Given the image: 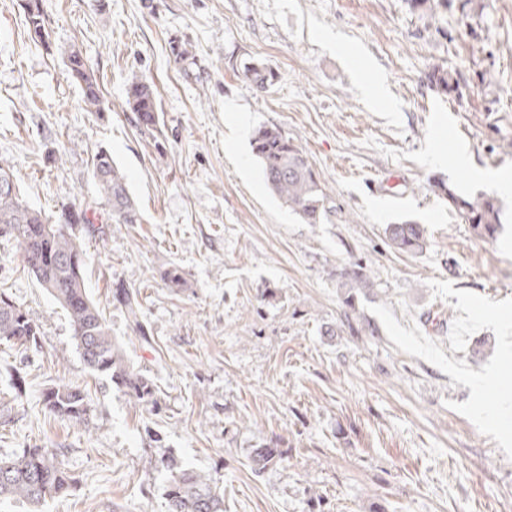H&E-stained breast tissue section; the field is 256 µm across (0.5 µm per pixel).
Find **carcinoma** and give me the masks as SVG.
Here are the masks:
<instances>
[{
  "instance_id": "carcinoma-1",
  "label": "carcinoma",
  "mask_w": 512,
  "mask_h": 512,
  "mask_svg": "<svg viewBox=\"0 0 512 512\" xmlns=\"http://www.w3.org/2000/svg\"><path fill=\"white\" fill-rule=\"evenodd\" d=\"M412 11L431 18L437 10L448 6V0H408ZM25 22L30 39L36 45L50 47V34L44 24L41 0H26ZM66 75L75 83L85 106L100 112V83L88 69L80 53L73 47L63 51ZM244 77L263 91L274 81V71L265 64L246 63ZM430 84L441 94L458 91L459 84L443 67L428 74ZM127 105L132 121L142 137L156 150L164 148L167 140L165 125L158 111L153 83L142 75L132 78L127 89ZM250 147L258 162L269 190L288 207L303 224H321L330 212L328 194L313 163L288 134L279 129L259 126L251 135ZM92 179L99 200L83 209L65 208L55 220L30 207L21 197L11 166L0 162V181L11 186L0 188V235L13 239L19 246L28 271L38 284L48 291L66 311L76 345L88 368L104 374L135 402L155 405L157 392L153 381L135 368L123 349L114 341L102 313L87 291L84 282L86 252L76 232L81 229L93 235L99 228L88 217V211L104 206L107 219L115 224H141L144 217L129 186L126 173L106 150L93 157ZM442 196L458 212L478 238L496 239L501 229V209L495 197L487 194L461 195L451 184H437ZM387 244L396 252L417 253L426 244L423 225L410 220L387 225ZM341 287L348 289L344 305L348 328L356 335L367 332L353 326L351 312L355 311L354 293L373 286L366 268L354 264L340 272ZM113 299L124 308L129 320L148 341L139 320L138 292L133 288H116ZM39 324L4 291H0V341L25 348L38 344ZM49 411L70 422L82 424L89 416L85 394L67 384L50 387L44 397ZM281 450L263 443L254 448L250 463L260 474L277 463ZM159 465L166 471V512H224V487L220 480L205 477L178 464L174 457H162ZM73 479L57 460V452L48 448H26L19 455L0 460V501H22L38 507L48 498L70 491Z\"/></svg>"
}]
</instances>
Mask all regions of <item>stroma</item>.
I'll list each match as a JSON object with an SVG mask.
<instances>
[{
    "label": "stroma",
    "mask_w": 512,
    "mask_h": 512,
    "mask_svg": "<svg viewBox=\"0 0 512 512\" xmlns=\"http://www.w3.org/2000/svg\"><path fill=\"white\" fill-rule=\"evenodd\" d=\"M42 4L48 49L29 39L23 0H0V159L50 217L96 198L98 150L127 172L144 221L85 237V285L158 403L84 365L65 311L0 237V289L42 331L36 348L0 343V459L55 448L76 480L40 512H165L149 466L163 454L220 478L224 512H308L310 493L322 512H512V198L481 240L436 184L491 185L433 159L462 142L482 168H512V0H450L432 19L407 0ZM174 40L192 59L175 60ZM70 46L101 113L65 76ZM250 60L274 69L267 90L244 78ZM437 65L458 93L431 89ZM136 74L156 86L164 151L129 119ZM262 124L309 156L324 223H300L266 187L250 148ZM405 219L424 226L423 252L387 246ZM355 263L375 273L355 299L372 336L344 317L338 275ZM171 268L183 287L164 281ZM120 285L138 289L143 331L113 301ZM57 383L85 392L87 423L49 412ZM262 441L283 455L257 475Z\"/></svg>",
    "instance_id": "1"
}]
</instances>
